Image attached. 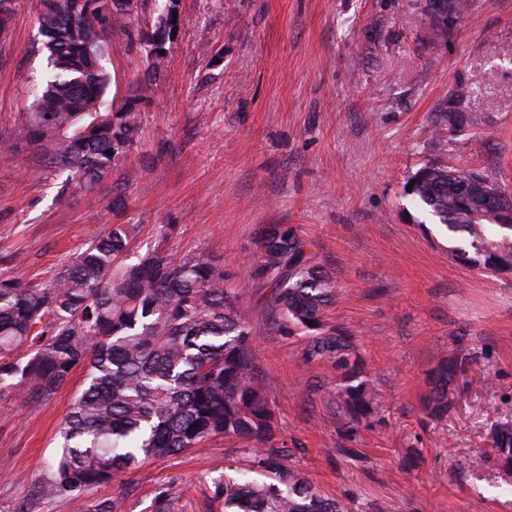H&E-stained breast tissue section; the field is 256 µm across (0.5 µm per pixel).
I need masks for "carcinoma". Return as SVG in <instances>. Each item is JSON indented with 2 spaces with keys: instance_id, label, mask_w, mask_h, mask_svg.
I'll return each instance as SVG.
<instances>
[{
  "instance_id": "obj_1",
  "label": "carcinoma",
  "mask_w": 512,
  "mask_h": 512,
  "mask_svg": "<svg viewBox=\"0 0 512 512\" xmlns=\"http://www.w3.org/2000/svg\"><path fill=\"white\" fill-rule=\"evenodd\" d=\"M178 0H166L154 28L139 34L152 49L174 26ZM435 13L458 14L464 0H433ZM126 0H58L39 14L52 74L45 78L29 133L47 151L50 167L66 175L61 197L94 190L127 154L138 113L102 112L109 85L101 55L87 46L107 41L131 22ZM473 112L448 113V131L475 126ZM409 195L459 256L492 272L512 271V197L488 175L465 167L425 164L410 177ZM136 224H109L50 278H0V395L23 386L31 402L50 398L72 371L85 373L60 430V451L35 500L53 501L110 484L148 458L167 457L217 435L267 442L271 410L254 377V336L239 313L235 273L204 252H158L127 260ZM251 275L272 288L269 302L284 323L321 329L334 296L328 274L310 265L306 244L286 224L259 232ZM328 355L350 365V337L314 336L308 357ZM466 363L444 364L434 375L426 407L448 408V394ZM349 406L372 410L364 383L346 388ZM512 461V431L492 435ZM224 512H348L312 491L299 474L284 489L254 481L215 486Z\"/></svg>"
}]
</instances>
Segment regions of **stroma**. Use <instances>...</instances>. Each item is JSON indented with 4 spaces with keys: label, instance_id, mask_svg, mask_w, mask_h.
<instances>
[{
    "label": "stroma",
    "instance_id": "1",
    "mask_svg": "<svg viewBox=\"0 0 512 512\" xmlns=\"http://www.w3.org/2000/svg\"><path fill=\"white\" fill-rule=\"evenodd\" d=\"M432 2L179 0L149 86L145 51L113 29L103 109L135 104L137 142L98 188L63 199L27 131L47 55L39 0H19L0 33V251L23 265H0V278L47 279L109 224L138 225V254L220 255L237 273L274 426L271 445L214 436L32 512H91L116 496L124 512H152L166 490L174 512H224L215 483L282 487L293 472L352 512H512V467L491 441L512 427V273L455 260L406 189L439 162L485 171L512 193V0H469L441 36ZM451 112L484 123L452 132ZM268 224L293 226L333 278L322 331L350 335L356 376L308 357L311 331L285 327L270 289L249 276ZM457 356L468 372L447 412L430 415L431 374ZM361 381L378 395L365 417L345 403ZM83 383L77 368L41 403L0 396V512H19L49 476ZM271 448L286 472L260 466Z\"/></svg>",
    "mask_w": 512,
    "mask_h": 512
}]
</instances>
